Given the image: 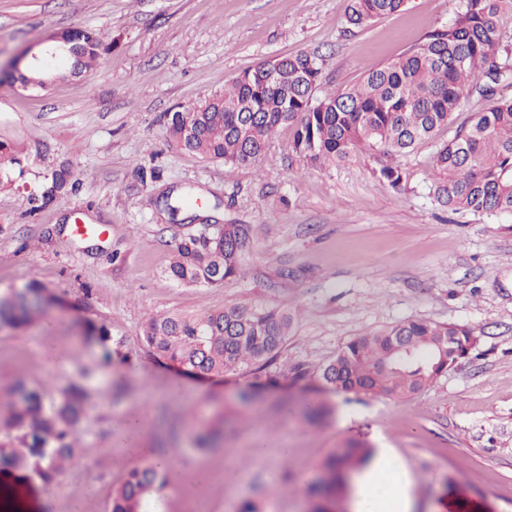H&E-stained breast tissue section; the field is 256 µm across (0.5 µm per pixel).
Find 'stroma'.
<instances>
[{"mask_svg": "<svg viewBox=\"0 0 512 512\" xmlns=\"http://www.w3.org/2000/svg\"><path fill=\"white\" fill-rule=\"evenodd\" d=\"M461 0H407L362 29L346 21L347 0H0V141L20 167L0 187V292L35 282L57 296L40 323L0 331V401L16 380L61 392L85 380L82 451L52 489L53 512H69L72 488L86 512H107L131 462L111 428L145 414L146 438L174 461L210 468L208 512H312L309 486L321 464L349 443L390 448L411 475L413 512H512V215L454 213L436 199L437 141L485 108L465 100L454 124L398 162L393 190L369 154L316 168L288 156L280 129L260 163H223L172 146L167 115L223 91L263 60L300 51L322 57L320 91L344 89L424 43L453 21ZM88 29L110 42L90 74L44 91L19 92L5 79L13 60L48 34ZM73 187L35 200L55 170ZM193 195L195 208L170 210ZM103 224L78 238L76 218ZM249 224L245 273L215 287H187L165 274L182 225ZM230 305L274 308L293 317L269 374L278 385L255 405L239 395L252 373L189 377L142 341L146 322ZM411 319L473 329L468 355L422 392L398 399L323 394L293 368L319 367L351 340ZM109 326L122 355L99 365L87 322ZM63 362L41 354L45 339ZM126 391L113 399V382ZM327 396L333 414L303 423L308 398ZM224 431L220 448H196L191 426ZM269 450L249 452L254 436ZM293 450L288 459L280 447Z\"/></svg>", "mask_w": 512, "mask_h": 512, "instance_id": "obj_1", "label": "stroma"}]
</instances>
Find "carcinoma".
<instances>
[{"label": "carcinoma", "mask_w": 512, "mask_h": 512, "mask_svg": "<svg viewBox=\"0 0 512 512\" xmlns=\"http://www.w3.org/2000/svg\"><path fill=\"white\" fill-rule=\"evenodd\" d=\"M405 0H348L347 22L362 28L402 9ZM512 25V0H463L448 28L436 30L413 50L366 72L350 88L318 94L321 68L308 53L262 61L237 77L224 92L168 115L167 136L175 146L224 162L230 170L256 166L278 130L291 131L288 155L313 166L344 162L366 151L380 178L401 188L406 173L394 159L432 140L453 121L470 97L488 101L472 122L438 144L433 156L435 194L455 212L512 214V100L496 97L500 82L512 75V58L502 57L503 27ZM76 58L47 72L22 67L18 80L41 85L48 78L81 77L98 62L104 40L91 30H69ZM15 151L0 142V182L12 181ZM70 171L53 173L41 193L49 203L67 192ZM249 224H203L175 240L168 275L179 284L213 287L241 270L250 249ZM47 289L29 285L0 294V331L16 330L42 316ZM292 319L276 309L228 306L196 316L155 317L143 340L160 358L203 375H224L252 368V390L272 380L267 368L288 341ZM89 335L101 349L100 366L120 353L121 341L104 324H90ZM410 336L408 347L397 337ZM471 329L409 320L382 332L358 336L336 358L318 369L319 379L338 392L406 397L429 387L473 345ZM78 374L60 395L16 382L7 416L0 419V475L23 474L49 491L80 451L85 415ZM331 415L325 402L309 406L310 426ZM370 450L351 444L325 465L323 493L314 512H334L348 491L347 476ZM172 461L130 469L113 493L109 512H149L147 496L166 483Z\"/></svg>", "instance_id": "cac0c4a2"}]
</instances>
